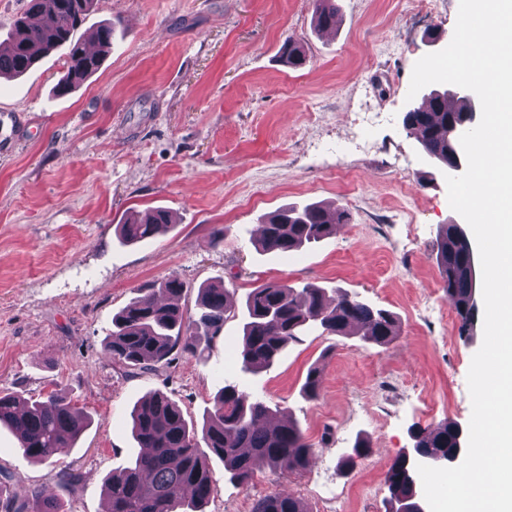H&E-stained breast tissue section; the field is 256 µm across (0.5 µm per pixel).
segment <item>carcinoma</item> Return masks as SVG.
<instances>
[{"label":"carcinoma","mask_w":512,"mask_h":512,"mask_svg":"<svg viewBox=\"0 0 512 512\" xmlns=\"http://www.w3.org/2000/svg\"><path fill=\"white\" fill-rule=\"evenodd\" d=\"M94 0H29L28 15L18 19L9 36L7 52L0 53V77L27 73L40 59L61 50L67 70L56 85L60 95L81 87L96 73L112 50V23L90 34L97 49L91 51L75 32L89 15ZM336 0H313L315 27L336 29ZM281 56L288 66L306 64L302 45L287 39ZM471 106L462 91L436 90L411 104L403 126L420 150L433 162L447 158L448 140L460 113ZM348 221L341 208L317 203L286 206L262 224L257 247L264 252L288 255L330 235L335 225ZM173 227L169 211L156 207L135 213L116 225L123 244H136L168 234ZM473 251L468 236L453 224L439 230L437 266L445 292L453 299L460 331H473L479 306L471 298L464 266ZM184 283L169 278L159 287L141 288L112 317V331L106 349L112 358L133 371L152 370L178 349L202 357L210 341L224 328L232 297L224 284L206 283L198 288V311L185 316L176 304ZM245 319L240 350L242 367L261 372L271 367L284 348L300 339L312 326L333 336L359 333L363 339L385 346L396 340L398 321L385 309L374 307L347 292L328 296L323 288L306 284L295 288L269 283L253 289L245 302ZM131 433L143 449L130 465L108 478L105 495L108 512H202L201 506L213 496L215 485L205 454V445L224 462L229 480L247 483L255 471L266 466L282 474L306 470L312 448L297 424L283 420L272 426V409L234 386L224 387L213 411L198 427L187 419L181 407L162 392L142 399L130 413ZM0 426L17 438L23 455L34 462H48L74 447L88 420L72 401L52 392L42 399L20 405L14 394L0 393ZM460 426L446 421L433 428L414 426L413 447L421 453L451 454L458 445ZM385 482L395 512H415L419 501L416 480L405 455L391 462ZM5 512H59L57 498L14 479L8 497L0 502ZM252 512H308L303 501L291 493L275 492L258 499Z\"/></svg>","instance_id":"carcinoma-1"}]
</instances>
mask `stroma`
I'll return each mask as SVG.
<instances>
[{
	"instance_id": "35a3bbf8",
	"label": "stroma",
	"mask_w": 512,
	"mask_h": 512,
	"mask_svg": "<svg viewBox=\"0 0 512 512\" xmlns=\"http://www.w3.org/2000/svg\"><path fill=\"white\" fill-rule=\"evenodd\" d=\"M319 32L312 0H96L84 27H114L115 48L61 96L63 52L0 79V113L25 134L0 155V392L68 395L91 424L75 448L35 463L0 428V475L56 495L64 512H104V483L138 453L130 412L161 391L202 422L225 386L295 421L313 446L305 471L268 468L241 485L208 463L205 512H239L285 491L309 512H389L385 475L412 425H468L467 373L483 341L458 331L436 263L438 229L460 222L443 172L402 125L413 66L453 37L455 0H337ZM308 62L284 64L285 39ZM322 202L349 220L291 256L256 251L264 216ZM173 212L166 236L121 245L133 210ZM196 313L197 291L223 282L234 310L202 358L175 354L129 372L106 351L112 316L137 288L168 277ZM270 282L343 290L393 312L386 346L313 329L260 373L237 357L245 299ZM320 372L314 398L302 393ZM370 449L339 462L357 440ZM75 475L62 485L60 471Z\"/></svg>"
}]
</instances>
